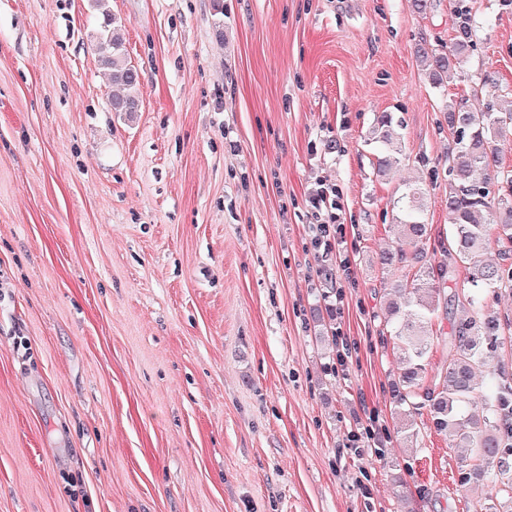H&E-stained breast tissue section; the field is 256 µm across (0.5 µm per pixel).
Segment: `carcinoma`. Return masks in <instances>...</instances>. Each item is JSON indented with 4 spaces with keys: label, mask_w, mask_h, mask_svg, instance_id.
Returning <instances> with one entry per match:
<instances>
[{
    "label": "carcinoma",
    "mask_w": 512,
    "mask_h": 512,
    "mask_svg": "<svg viewBox=\"0 0 512 512\" xmlns=\"http://www.w3.org/2000/svg\"><path fill=\"white\" fill-rule=\"evenodd\" d=\"M457 35L447 51L427 59L433 85L450 71L468 76L476 50L478 25L468 0L453 5ZM121 25L103 14L95 45L99 61L117 89L112 111H138L141 76L125 53ZM444 119L448 140V262H431V229L426 224L424 192L408 187L393 203L395 242L379 258L385 269L399 272L386 302L400 374L392 389L397 413L405 421V439L414 442L410 417L425 410L436 428L448 433L455 448L469 450L461 465V483L482 482L487 492L473 512H512V374L497 361L504 326L512 319L488 306L487 297L512 291V170L501 165L498 144L512 134V103L502 107L490 97L477 110L450 101ZM365 143L378 150L380 173L402 154L404 138L390 112L374 118ZM495 250L498 261L486 259ZM466 277L458 283V271ZM467 316L451 333L433 329L441 305L458 297ZM447 353L440 375L428 379L433 349ZM487 371L480 382L476 372Z\"/></svg>",
    "instance_id": "carcinoma-1"
}]
</instances>
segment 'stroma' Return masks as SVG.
Wrapping results in <instances>:
<instances>
[{
    "instance_id": "1",
    "label": "stroma",
    "mask_w": 512,
    "mask_h": 512,
    "mask_svg": "<svg viewBox=\"0 0 512 512\" xmlns=\"http://www.w3.org/2000/svg\"><path fill=\"white\" fill-rule=\"evenodd\" d=\"M222 2L0 0V512H466L464 449L425 415L403 444L377 258L410 183L447 238L439 125L481 107L480 73L512 90V7L472 0L470 76L437 89L418 50L452 43L449 0ZM105 9L142 79L130 118L95 52ZM382 112L404 149L380 176ZM324 186L344 226L325 256ZM340 256L339 303L316 270ZM373 415L386 453L362 458L348 433ZM336 202V193L333 189L328 190L323 187L312 201L313 216L315 224H311L313 238L312 244L317 248L324 250L335 249L337 244L336 233L340 225L336 228V210H338ZM334 210V211H333ZM332 231L334 233H332Z\"/></svg>"
}]
</instances>
